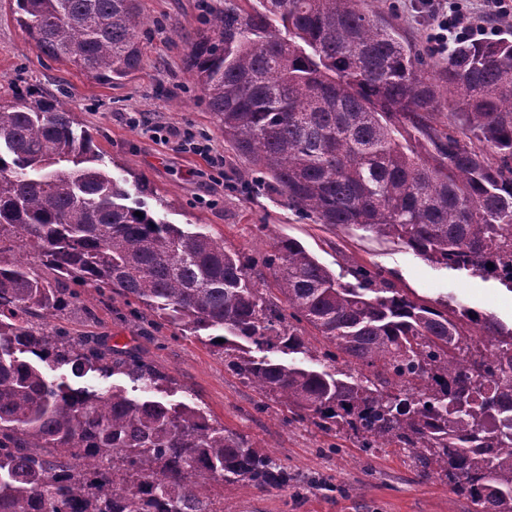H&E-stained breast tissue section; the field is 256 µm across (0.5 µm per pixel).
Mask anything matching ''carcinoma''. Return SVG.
<instances>
[{
  "mask_svg": "<svg viewBox=\"0 0 512 512\" xmlns=\"http://www.w3.org/2000/svg\"><path fill=\"white\" fill-rule=\"evenodd\" d=\"M363 2L224 0L208 14L188 61L224 142L318 224L445 269L512 270V40L463 39L440 60ZM14 14L42 53L97 81L141 64L134 0H15ZM99 162L61 100L0 105V512H213L210 481L288 484L249 438L169 400L141 356L51 325L75 285L203 340L324 432L411 451L473 512H512V327L412 299L379 268L344 282L293 238L257 260L227 251L156 219L143 175L117 181ZM64 366L131 388L47 375Z\"/></svg>",
  "mask_w": 512,
  "mask_h": 512,
  "instance_id": "obj_1",
  "label": "carcinoma"
}]
</instances>
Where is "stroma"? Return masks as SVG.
<instances>
[{
    "label": "stroma",
    "mask_w": 512,
    "mask_h": 512,
    "mask_svg": "<svg viewBox=\"0 0 512 512\" xmlns=\"http://www.w3.org/2000/svg\"><path fill=\"white\" fill-rule=\"evenodd\" d=\"M146 19L139 31V71L109 84L41 55L21 32L14 0H0V104L34 90L78 112L113 178L142 174L152 193L145 202L173 224H199L225 249L248 257L270 251L282 238L300 241L331 270L378 265L410 298L457 302L512 325V291L491 277L438 269L405 246L360 231L313 223L278 192L254 187L255 175L225 143L189 67L187 52L203 5L224 0H138ZM142 112L151 123L206 132L224 155V174L213 177L206 162L176 142L161 143L129 127L124 115ZM55 326L96 336L107 345L134 350L166 375L177 399L204 409L226 429L248 436L287 467L284 489L243 491L213 484L224 512H471L469 500L443 480L424 477L408 452L358 448L345 430L329 433L265 403L252 385L228 371L224 358L195 337H174L167 327L133 315L122 298L102 301L91 288Z\"/></svg>",
    "instance_id": "1"
}]
</instances>
